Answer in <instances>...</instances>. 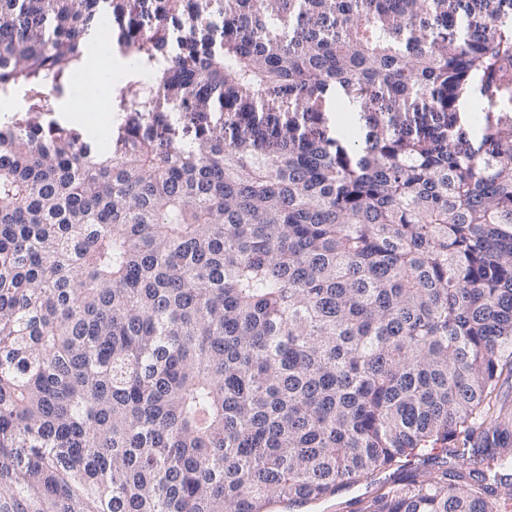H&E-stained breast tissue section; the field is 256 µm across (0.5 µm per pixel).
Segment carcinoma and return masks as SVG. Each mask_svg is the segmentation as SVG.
Segmentation results:
<instances>
[{
  "label": "carcinoma",
  "instance_id": "carcinoma-1",
  "mask_svg": "<svg viewBox=\"0 0 512 512\" xmlns=\"http://www.w3.org/2000/svg\"><path fill=\"white\" fill-rule=\"evenodd\" d=\"M101 23L112 153L0 126V512H512V0H0V95ZM112 56L107 57L105 56L102 59V67L104 68L107 62H110L112 64V72H113V84L104 83L102 84L99 89L103 95H105L106 99L112 94L113 92V99L116 97V94L118 93V89L126 84L130 79L124 78L130 76V72L134 71L130 68L131 65L136 64L134 58L130 55H125L123 52H120L116 43L112 42ZM117 77L120 78L119 82H117ZM131 77V76H130ZM112 91V92H111ZM392 476V471L381 472L371 480L347 486L337 494L312 505L306 504L288 509L287 505L278 503L271 505L266 510L269 512H355L356 505L353 502L372 496L377 488Z\"/></svg>",
  "mask_w": 512,
  "mask_h": 512
}]
</instances>
